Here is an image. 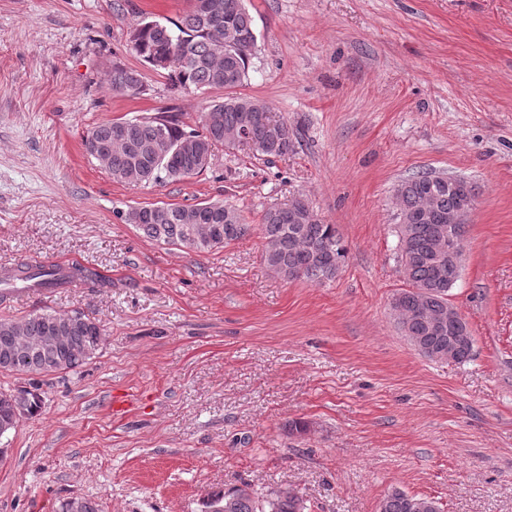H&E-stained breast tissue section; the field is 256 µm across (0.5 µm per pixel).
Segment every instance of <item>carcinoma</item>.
I'll return each instance as SVG.
<instances>
[{
	"mask_svg": "<svg viewBox=\"0 0 512 512\" xmlns=\"http://www.w3.org/2000/svg\"><path fill=\"white\" fill-rule=\"evenodd\" d=\"M205 7L189 5L180 21L168 26L146 21L130 34L133 50L155 69L163 68L175 85L187 89L208 90L237 87L248 76L256 45L253 18L245 0H203ZM224 31V51L219 52L210 37V29ZM166 61L160 67L157 62ZM112 86L133 94L141 92V75L121 65L112 66ZM270 108L251 98H231L208 106L201 114V130L185 131L171 115L142 116L134 119L128 142L112 149L108 171L116 180L130 168L141 182L163 177L180 180L200 173L209 164L213 145L224 142L237 145L232 136L242 135L257 153L276 157L293 147V131L287 121L273 115L268 120L281 128L278 140L266 136L265 126L254 120L255 109ZM117 121L97 124L87 133L84 146L94 154L95 144L105 142ZM178 147L190 138L198 140L199 152L177 154L169 163L158 159L155 144L160 133ZM433 174L418 173L401 181L395 196L398 203L396 225L398 262L411 288L395 295L398 320L405 336L419 354L442 360L467 361L473 345L468 322L456 320L450 327L438 329L422 315L436 314L448 303V292L456 284L453 274H440L435 259L436 230L442 219L461 204L459 190L448 182L432 181ZM127 221L146 238L203 252L219 248L246 234L250 227L242 222L235 207L222 203L194 206L166 204L131 210ZM259 233L264 240L265 261L270 270L287 280L306 278L315 282L332 280L343 266L347 248L336 225L323 223L309 204L298 197L286 206L265 211ZM17 280L39 279L38 285L60 288L81 282L89 288H101L105 279L81 265L70 271L40 266L21 269ZM103 328L95 319L81 313H36L15 321L0 319V371L47 375L73 371L95 357ZM43 398L27 389L0 394V422L32 418L42 409ZM207 496L224 505V512H305L304 502L286 489L271 490L260 498L244 483L226 492L211 491ZM379 512H437L430 497L410 495L391 489L380 502Z\"/></svg>",
	"mask_w": 512,
	"mask_h": 512,
	"instance_id": "obj_1",
	"label": "carcinoma"
}]
</instances>
